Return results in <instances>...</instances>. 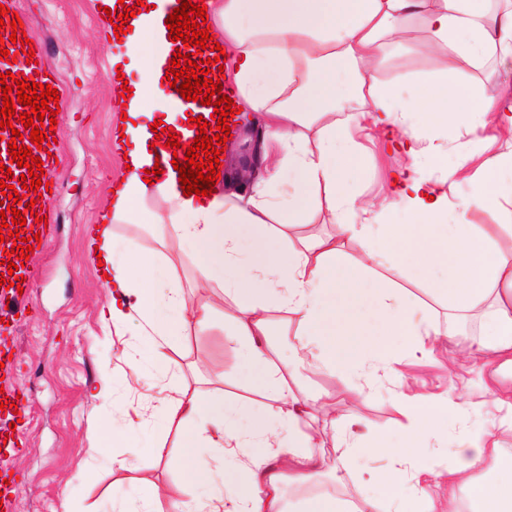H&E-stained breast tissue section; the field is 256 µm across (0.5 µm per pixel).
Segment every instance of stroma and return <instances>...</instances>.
<instances>
[{
    "mask_svg": "<svg viewBox=\"0 0 512 512\" xmlns=\"http://www.w3.org/2000/svg\"><path fill=\"white\" fill-rule=\"evenodd\" d=\"M14 2L63 85L66 104L57 116L55 189L45 205L51 235L28 266L30 313L6 337L11 360L9 375L0 387L20 394L25 411L20 423L9 430L11 447H0V480L6 478L11 483L13 512H61L66 481L88 461L95 466V481L73 487L83 512H113L112 488L116 485L129 494L142 483L157 486V512H165L173 498L206 501L216 487L183 484L176 462V432L162 436L153 423H145L141 439L159 443L160 459L138 472L111 469V449L98 453L90 449L96 424L111 412L127 408L135 396L149 400L154 395L147 386L137 385L123 362L124 353L140 341L144 324L136 315L118 327L104 322L108 293L89 240L90 229L98 223L121 172L120 152L112 136L117 118L112 61L126 58L128 46L106 41L100 32L98 7L102 0ZM437 62L464 73L482 99L512 100V62L499 66L490 61L482 69H469L462 60L431 50L425 31L416 23L409 25L400 43L387 47L385 62L375 77L382 82H407ZM381 140L382 134L375 128L362 140L375 159L362 162L355 187L369 197L379 196L388 171L407 163L403 156L381 153ZM113 233L118 242L135 241L140 251L173 265L187 307L205 303L219 313L209 326L171 338L170 372L162 383L164 396L177 401L185 385L223 391L229 400L242 396L241 358L229 339L237 314L234 303L221 289L192 288L193 265L173 235L158 236L142 224H117ZM105 353L112 359L115 402L110 406L91 396L99 360ZM404 372L412 384L426 391L439 393L453 382L470 400L481 402V413L471 416L466 425L449 426V436L464 428L483 429L496 413L477 372L462 371L449 377L448 361L442 357L406 366ZM298 384L301 389L327 394L335 414L354 422L358 431L391 427L400 418L387 380H380L361 405L343 400L346 379L328 371L303 372ZM380 465L377 458L356 459L342 482L325 484L323 491L349 501L374 498L375 489L360 482L358 471Z\"/></svg>",
    "mask_w": 512,
    "mask_h": 512,
    "instance_id": "1",
    "label": "stroma"
}]
</instances>
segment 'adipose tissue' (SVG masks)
<instances>
[{"label": "adipose tissue", "instance_id": "1", "mask_svg": "<svg viewBox=\"0 0 512 512\" xmlns=\"http://www.w3.org/2000/svg\"><path fill=\"white\" fill-rule=\"evenodd\" d=\"M207 23L233 63L237 104L259 113L268 141L281 153L259 176L198 198L184 196L179 183L159 175L146 183L155 134L136 116L164 109L161 89L172 57L153 14L132 17L129 38L142 56L141 79L130 91L116 89L128 118L116 133L127 149L129 168L119 179L96 244L109 276L108 317L121 325L138 315L148 328L142 348L126 359L128 369L157 382L170 369L171 337L211 323L209 306L187 308L171 266L142 253L134 243L117 244L116 224H158L185 245L194 265L193 285L218 286L237 307L231 338L243 360L244 383L273 402L268 412L252 404L225 403L223 395L183 391L177 404L157 399L151 413L136 407L119 426L105 428L96 448H125L114 468L140 471L156 462L155 449L140 442L145 417L163 429L178 428L186 453L181 469L187 485L211 482L228 473L223 489L204 506L173 499L167 512H283L285 480L317 483L323 460L313 451L323 419L353 454L382 455L388 464L368 472L378 500L350 512H377V502L396 503L395 512H512V453L502 432H512V252L498 249L493 224H472L469 210L512 209V142L499 131L512 125L508 105L483 102L461 73L435 67L407 87L381 83L374 70L388 42L419 23L432 46L477 66L487 57L512 59V11L487 18L483 0H208ZM348 112L346 121L336 115ZM394 130V149L405 151L410 167L395 171L390 203L353 194L346 174L363 159L361 117ZM484 130L485 138L449 168L442 139L462 137L463 126ZM429 158L431 175H416L415 162ZM469 182L471 193L454 209L446 184L450 176ZM327 207L333 234L292 243V225L308 223ZM370 243L363 260L349 262L350 241ZM399 273L415 266L438 297L459 318L480 314L485 331L467 337L456 326L440 331L427 313L404 302L389 278L377 274L383 261ZM278 308L295 325L293 353L274 361L267 350V313ZM455 354L449 367H479L485 387L501 410L498 422L472 434L461 431L446 452L421 454L449 421L465 422L480 403L456 387L429 393L409 386L403 361L431 360L443 343ZM341 376L362 379L351 402L364 400V387L387 379L402 410L400 444L387 432L349 430L317 396L298 395L288 382L310 361ZM199 448L210 458L196 456ZM494 478H485L486 470ZM446 488V501L433 491Z\"/></svg>", "mask_w": 512, "mask_h": 512}]
</instances>
